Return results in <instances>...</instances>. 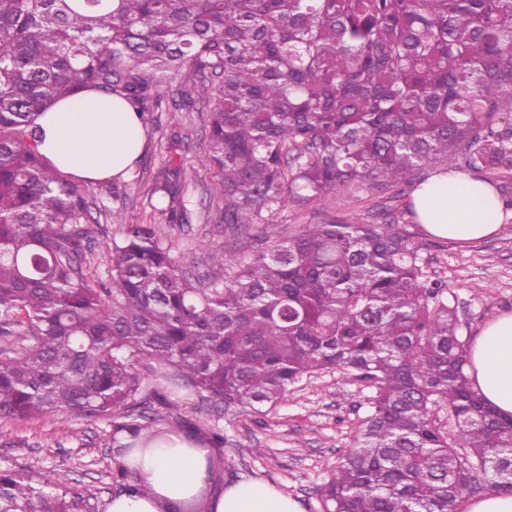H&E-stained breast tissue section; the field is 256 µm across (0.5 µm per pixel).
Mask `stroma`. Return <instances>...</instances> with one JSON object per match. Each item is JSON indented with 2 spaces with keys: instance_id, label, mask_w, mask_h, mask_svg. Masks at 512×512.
<instances>
[{
  "instance_id": "obj_1",
  "label": "stroma",
  "mask_w": 512,
  "mask_h": 512,
  "mask_svg": "<svg viewBox=\"0 0 512 512\" xmlns=\"http://www.w3.org/2000/svg\"><path fill=\"white\" fill-rule=\"evenodd\" d=\"M144 122L149 129L146 152L131 176L89 193L93 234L87 260L97 277L109 275L108 248L120 238L123 224L160 222L148 195L174 168L179 187L195 203L191 223L165 226V242L182 270L212 274L209 256L216 251L238 263L270 251L274 240L263 233L269 224L284 240L305 224H394L422 244L432 275L454 291L462 336H475L489 319L512 312V218H505L493 237L476 243L430 235L412 216L409 203L433 168L416 170L398 186L367 182L309 202L291 200L253 216L249 230H235L222 224L218 180L201 163L208 143L204 104L185 109L173 92L161 111L146 113ZM370 394L343 371L330 370L304 376L274 409L261 414L225 411L192 390L181 391L178 411L201 429L217 427L226 435L218 472L222 484L263 480L296 500L301 512H322L316 486L351 448ZM113 465L111 420L70 414L0 419V470L21 469L82 489L102 508L116 493Z\"/></svg>"
}]
</instances>
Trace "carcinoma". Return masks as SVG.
Instances as JSON below:
<instances>
[{
	"label": "carcinoma",
	"instance_id": "carcinoma-1",
	"mask_svg": "<svg viewBox=\"0 0 512 512\" xmlns=\"http://www.w3.org/2000/svg\"><path fill=\"white\" fill-rule=\"evenodd\" d=\"M217 82L202 162L224 223L362 181L452 166L512 177V0H0V417L112 418L134 439L151 399L277 405L305 374L374 389L324 512H458L512 494V418L465 375L448 283L395 224H305L220 279L183 272L160 224H125L110 277L85 266L87 189L37 149L40 112L94 87L141 113L172 84ZM150 205L188 207L165 181ZM172 430L199 428L170 413ZM119 492L137 472L112 470ZM0 512H98L92 497L0 472Z\"/></svg>",
	"mask_w": 512,
	"mask_h": 512
}]
</instances>
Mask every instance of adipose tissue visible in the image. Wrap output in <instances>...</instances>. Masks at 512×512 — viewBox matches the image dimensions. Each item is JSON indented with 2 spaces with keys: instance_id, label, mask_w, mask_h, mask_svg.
<instances>
[{
  "instance_id": "1",
  "label": "adipose tissue",
  "mask_w": 512,
  "mask_h": 512,
  "mask_svg": "<svg viewBox=\"0 0 512 512\" xmlns=\"http://www.w3.org/2000/svg\"><path fill=\"white\" fill-rule=\"evenodd\" d=\"M38 150L77 182L94 186L126 178L142 158L148 129L141 114L120 95L85 89L42 112ZM418 223L435 236L477 241L494 235L503 212L493 188L458 169H443L412 195ZM466 373L485 403L512 417V314L485 323L471 341ZM210 448L170 434L132 449L124 461L138 471L147 490L122 492L106 512H170L212 486ZM206 512H300L292 498L269 483L249 480L228 485L203 502Z\"/></svg>"
}]
</instances>
